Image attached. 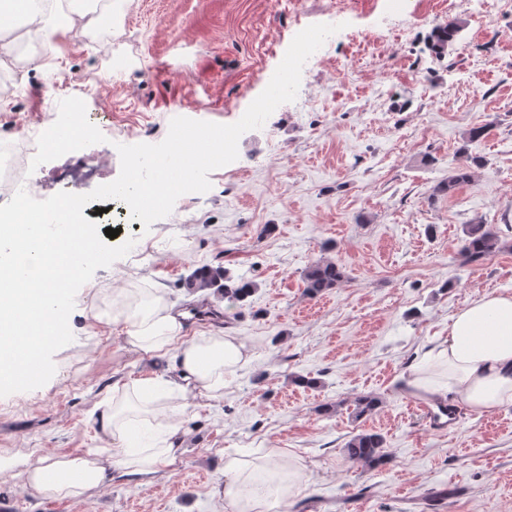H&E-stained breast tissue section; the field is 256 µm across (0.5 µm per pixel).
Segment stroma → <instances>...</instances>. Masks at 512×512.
<instances>
[{
    "mask_svg": "<svg viewBox=\"0 0 512 512\" xmlns=\"http://www.w3.org/2000/svg\"><path fill=\"white\" fill-rule=\"evenodd\" d=\"M384 0H112V27L38 38L13 58L0 96V138L38 131L67 109L45 83L88 92L104 118L90 160L102 183L120 173L118 145L162 142L174 116L237 122L266 88L300 25L340 16L356 38L303 74L297 98L244 133L238 158L209 175V191L176 201L130 253L97 269L75 297L73 341L42 387L0 397V512H225L224 459L271 455L304 474V512H512V406L462 409L453 431L430 426L403 389L410 365L448 335V319L492 290L512 292V250L463 263V228L485 222L512 241V14L477 22L471 0H409L404 41L387 29ZM461 18L442 57L432 28ZM486 127L469 143L465 133ZM483 159L471 182L437 192L461 150ZM324 258L347 278L310 296L304 273ZM223 265L253 281L246 305L184 278ZM163 288L185 323L239 337L248 362L220 400L197 399L185 453L149 480L110 479L84 501L29 487L12 459L84 456L102 443L88 422L113 385L163 375L169 362L130 352L119 326L91 317L96 293ZM382 400L355 418L353 401ZM381 433L389 461H350L352 435ZM449 495L438 509L426 496Z\"/></svg>",
    "mask_w": 512,
    "mask_h": 512,
    "instance_id": "stroma-1",
    "label": "stroma"
}]
</instances>
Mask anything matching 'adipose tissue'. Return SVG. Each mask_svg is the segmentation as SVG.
Returning <instances> with one entry per match:
<instances>
[{"label":"adipose tissue","instance_id":"1","mask_svg":"<svg viewBox=\"0 0 512 512\" xmlns=\"http://www.w3.org/2000/svg\"><path fill=\"white\" fill-rule=\"evenodd\" d=\"M121 324L129 350L165 356L164 380L140 377L95 404L89 420L112 447L107 458L43 457L26 463L28 485L53 497L80 500L100 487L106 475L145 478L173 467L183 453V424L197 398L219 399L245 362L237 337L217 331L186 336L184 314L159 288H124L105 304ZM407 387L452 398L478 414L512 406V292L491 291L469 301L448 320V336L411 367ZM153 433L144 447L131 445L133 422ZM298 469L270 460H224L227 512H288L299 494Z\"/></svg>","mask_w":512,"mask_h":512}]
</instances>
